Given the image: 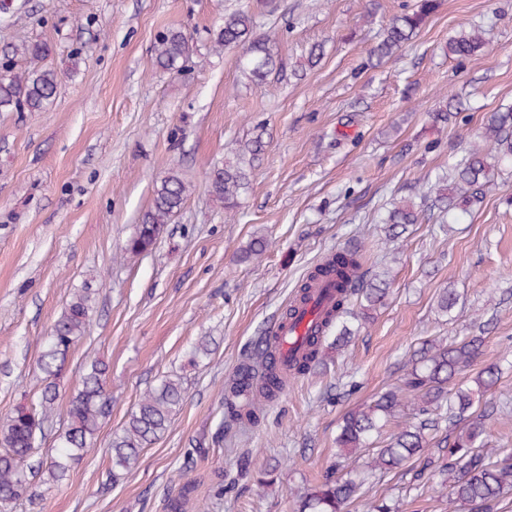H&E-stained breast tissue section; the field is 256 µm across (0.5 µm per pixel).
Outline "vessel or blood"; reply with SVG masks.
Listing matches in <instances>:
<instances>
[{
    "instance_id": "b4317fda",
    "label": "vessel or blood",
    "mask_w": 512,
    "mask_h": 512,
    "mask_svg": "<svg viewBox=\"0 0 512 512\" xmlns=\"http://www.w3.org/2000/svg\"><path fill=\"white\" fill-rule=\"evenodd\" d=\"M336 298L333 280L319 281L313 290V298L298 322L275 321L269 331V345L275 362L287 363L300 345L302 336L314 333L322 322V316Z\"/></svg>"
}]
</instances>
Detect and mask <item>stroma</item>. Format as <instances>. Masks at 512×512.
<instances>
[{
    "instance_id": "1",
    "label": "stroma",
    "mask_w": 512,
    "mask_h": 512,
    "mask_svg": "<svg viewBox=\"0 0 512 512\" xmlns=\"http://www.w3.org/2000/svg\"><path fill=\"white\" fill-rule=\"evenodd\" d=\"M406 0H279L259 18L275 29L283 73L259 89L238 69L240 49L215 35L252 0H11L0 49L44 42L60 78L43 112H0V420L36 402L44 338L74 293L92 288L86 337L70 352L58 418L39 456L51 455L61 417L92 362L108 367L112 403L94 450L66 480H34L7 512H168L185 481L184 512H293L297 495L337 456L345 412L398 384L411 353L434 339L474 335L487 323L481 365L505 367L491 399L488 447L512 448V164L495 166L483 203L459 223L410 225L387 241L377 219L393 200L420 199L512 105V0H437L419 33L383 63L369 56ZM182 30L193 50L182 72L154 63L159 33ZM478 30L465 60L451 37ZM322 46L311 67L304 59ZM448 124L432 115L448 101ZM267 131L257 175L229 220L208 174L254 125ZM179 171L191 194L155 248L121 249ZM371 270L392 272L384 307L324 366L289 380L265 419L236 442L217 437L224 380L292 299L301 279L351 235ZM265 237V254L239 255ZM456 289L454 317L436 296ZM208 355L190 359L199 342ZM184 378L185 401L163 436L113 475L110 442L140 397L166 376ZM440 473L413 468L368 475L349 512L384 499L399 512H448Z\"/></svg>"
}]
</instances>
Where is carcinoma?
I'll list each match as a JSON object with an SVG mask.
<instances>
[{"mask_svg": "<svg viewBox=\"0 0 512 512\" xmlns=\"http://www.w3.org/2000/svg\"><path fill=\"white\" fill-rule=\"evenodd\" d=\"M435 8V0H419L415 8L396 15L371 55L379 61L390 57L416 36ZM256 27L255 13L249 7L226 14L216 43L244 49L239 69L248 83L260 88L281 70V65L274 51L275 38L258 34ZM482 46L477 31L464 32L448 43L449 51L460 59L473 55ZM191 51L187 35L171 28L157 38L155 63L165 70L179 72ZM45 54L46 46L37 41L12 46L4 52L0 63V112L46 110L57 89L58 73L35 65ZM18 57L29 60L33 66L16 71ZM264 135V126H254L252 136L238 141L224 157V164L209 173V194L229 217L236 215L241 196L251 185L266 147ZM481 139L482 143L471 146L453 163L452 177L444 175L430 185L431 206L453 220L458 219L457 211L465 212L483 199L494 164L512 160V108L494 112ZM188 193L189 186L178 173L171 171L162 178L155 186L152 208L142 215L135 233L123 247L125 256L136 258L151 251L166 224L181 210ZM422 215L424 209L416 208L411 200L393 203L382 219L388 239L401 237L407 226L418 223ZM332 275L336 276L337 291L333 311L324 321L323 334L308 337L304 352L290 362V377L304 376L323 365L333 345L355 336L363 321L369 319V311L384 304L391 284L388 272L366 268L362 241L354 239L306 274L279 319H297L299 308L310 300L316 282ZM456 304L455 290L441 289L439 311L449 314ZM90 311L91 289L84 288L72 297L47 336L39 357L44 386L38 404L18 406L0 422L1 506L28 494L31 480L39 474L47 476L50 482L62 480L70 463L91 451L111 402L107 366L102 362L92 364L81 377L80 386L69 401L54 454L35 468L28 465L45 422L56 411L57 379L70 350L85 335ZM267 343V337H259L256 351L243 360L238 372L225 383L224 429L230 433L260 423L267 407L284 392L286 378L272 372L251 391L245 404L237 402L238 396L247 390L240 373L259 364ZM483 345L484 336L472 335L457 343L432 341L414 351L399 385L378 392L370 402L344 414L336 435L337 455L346 458L369 450L367 468L385 474L419 460L423 461L422 467H432L435 460L426 452L435 448L448 459L442 468L450 483L448 512H499L503 499L512 492V450L485 447L486 421L492 416L494 405L485 404L478 414L473 411L474 405L497 385L499 368L491 364L479 370L474 389L448 388L458 373L478 361ZM184 394L181 376L166 378L146 392L122 431L112 438V472L130 469L140 450L165 433L172 416L183 405ZM390 424L396 430L385 445H375V438ZM442 429L445 434L440 437ZM362 487L363 480L358 474L340 473L333 466L320 483L299 498L297 512H346L347 506L360 498Z\"/></svg>", "mask_w": 512, "mask_h": 512, "instance_id": "cac0c4a2", "label": "carcinoma"}]
</instances>
